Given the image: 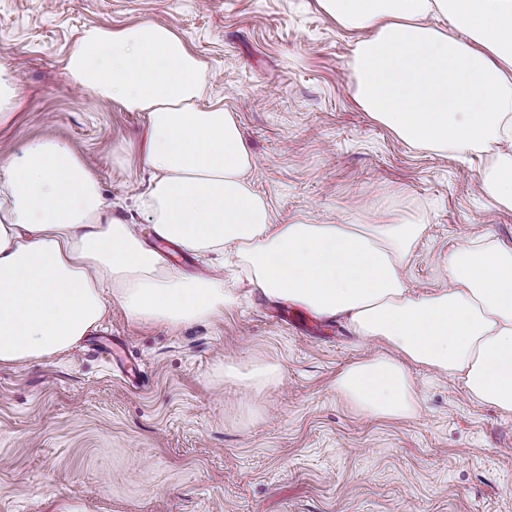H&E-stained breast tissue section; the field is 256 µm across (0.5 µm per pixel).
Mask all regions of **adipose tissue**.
<instances>
[{
    "mask_svg": "<svg viewBox=\"0 0 512 512\" xmlns=\"http://www.w3.org/2000/svg\"><path fill=\"white\" fill-rule=\"evenodd\" d=\"M317 3L356 35L359 107L412 146L483 159L481 195L512 211V0ZM65 71L97 101L145 113L153 177L140 209L158 237L191 254L233 252L266 296L383 345L336 377L354 411L412 416L411 370L422 367L512 414V246L462 241L448 252L447 287L418 293L402 274L424 230L411 218L273 223L235 115L199 107L208 65L170 26L88 27ZM112 300L136 322L176 328L223 316L237 291L220 274L187 279L145 248L66 144L35 140L0 159V364L69 351Z\"/></svg>",
    "mask_w": 512,
    "mask_h": 512,
    "instance_id": "adipose-tissue-1",
    "label": "adipose tissue"
}]
</instances>
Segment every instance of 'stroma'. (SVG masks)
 I'll return each mask as SVG.
<instances>
[{"mask_svg": "<svg viewBox=\"0 0 512 512\" xmlns=\"http://www.w3.org/2000/svg\"><path fill=\"white\" fill-rule=\"evenodd\" d=\"M143 21L208 63L199 104L235 114L274 223L414 215L426 230L403 274L419 292L447 285L462 238L512 245V211L474 191L479 159L410 147L357 106L353 38L316 0H0V56L24 99L0 142L71 146L147 248L146 116L65 77L85 28ZM98 334L122 342L141 384L90 335L0 366V512H512V415L419 367L414 416L356 415L335 379L374 345L339 318L249 288L224 317L180 328L136 324L113 301ZM260 364L276 377L254 383Z\"/></svg>", "mask_w": 512, "mask_h": 512, "instance_id": "35a3bbf8", "label": "stroma"}]
</instances>
